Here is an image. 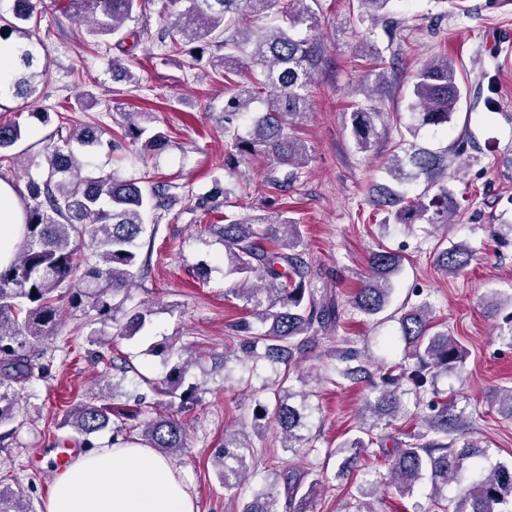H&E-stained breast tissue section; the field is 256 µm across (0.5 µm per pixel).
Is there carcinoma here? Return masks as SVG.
<instances>
[{"label":"carcinoma","mask_w":512,"mask_h":512,"mask_svg":"<svg viewBox=\"0 0 512 512\" xmlns=\"http://www.w3.org/2000/svg\"><path fill=\"white\" fill-rule=\"evenodd\" d=\"M145 0H67V7L78 18L89 17L103 36L116 38L122 45L132 40V48L143 47L153 37L145 26L123 29L126 21L139 20ZM383 23V34L392 59L403 54L404 38L399 22L389 16L393 0H359ZM176 25V34L161 46L171 56L182 55L186 45L193 60L213 48L209 66L232 92L224 99V164L236 157L264 154L274 165L262 186L286 192L301 177L307 162L308 148L292 135L309 116V89L324 64V48L317 34L320 17L306 0L291 11L280 0H187ZM281 6L279 24L257 26L241 32L239 18L252 14L264 18ZM36 0H12L7 12L0 11V41H8L16 62L11 78L0 83V112H9V101L31 105L39 83L46 74L41 60L44 44L36 33ZM251 46L247 54L240 45ZM409 109L414 123L409 137L399 144L383 168L388 185L373 188V201L385 208L384 223L415 224L423 221L436 228L451 223L460 201L448 189L453 159L466 153L470 141L459 135L451 148L443 152L418 146L415 138L423 129L448 127L464 97V87L454 62L438 56L410 77ZM260 103L255 107L254 103ZM143 112H122L116 122L118 130L88 123H75L68 131L41 142L34 153L44 158L46 175L28 181L25 205V240L17 256L0 267V441L17 432L23 424L18 404L19 390L35 379L44 377L47 367L39 362V351L54 336V330L68 310L80 311L89 336L97 335L94 325L108 320L119 326L118 335L132 337L146 324L152 310L133 302L131 289L150 256H141V238L146 232L148 213L167 212L180 198L189 201L188 210L200 208L224 194L220 183L208 197L182 196L177 184L154 181L150 157L167 146L161 132L145 136L141 125ZM380 112L373 105L361 103L345 113L357 149L368 151L375 136ZM248 125L247 136L239 134ZM26 134L16 121L0 123V160L8 156ZM142 143L144 151L135 157L143 170L139 177H125L117 170L104 172L93 163L105 151L121 160L128 158L123 141ZM426 184L421 193L412 194L418 182ZM436 189L432 195L431 189ZM213 234L224 245V280L232 281L227 292L252 305L250 317L259 324L253 328L245 321L233 325L240 336L244 359L254 363H286L312 349L315 333L338 323L341 312L334 300L314 298L308 262L301 251L298 224L283 218L262 224L253 219L224 216V223L213 225ZM473 254L462 241L436 253V264L450 276L461 275L470 265ZM402 256L382 250L369 258L370 277L354 294L351 305L369 317L383 314L389 307ZM483 304L494 314H503L501 330L512 337V294L493 292L483 297ZM399 333L416 359L407 378L415 393L434 385L439 372L454 373L461 369L465 349L457 338L437 329L431 309L412 306L398 317ZM174 364L156 379H142L162 400L150 405L137 401L124 412H114L93 398L76 404L67 415L73 435L62 443L73 442L82 448H94V438L106 429L112 442L129 440L138 432L142 444L164 456L174 455L185 447V426L169 409L190 410L198 402L201 385L190 382L191 371L201 367L199 358L187 349L164 346ZM356 354L339 357L345 367L337 373L345 378L371 377L363 365L351 366ZM97 363L112 371L117 388L136 373L135 367L122 356L97 355ZM291 373L283 372L263 381L261 390L271 394V401L258 402L253 414V429L267 415L277 423L284 438L283 448L294 451L301 442H310L308 430L314 407L310 393L296 392L287 384ZM396 376L385 377L382 388L366 409L374 417H395L401 404ZM432 415L426 420L428 438L422 444L405 448L382 449L387 473L366 479L358 488L355 512L363 509V499L379 493L391 484L402 495L411 496L425 475L431 477L428 503H417L414 512H512V461L480 464L486 450L472 440L455 447L460 419L450 404L433 402ZM374 423L363 422L360 435L341 443L333 454L340 457L338 476L354 473L361 458L374 444ZM249 435L238 431L224 437L215 466L224 480V488L233 489L249 475ZM478 471L476 477L463 480L466 467ZM457 484L453 496L448 485ZM284 486L285 509L279 508L278 485ZM321 481L313 477L309 463L293 462L280 473L265 476L262 489L252 494L241 512H311L310 503ZM0 512H33L12 491L0 489Z\"/></svg>","instance_id":"cac0c4a2"}]
</instances>
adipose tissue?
Masks as SVG:
<instances>
[{"instance_id":"ef3b65f1","label":"adipose tissue","mask_w":512,"mask_h":512,"mask_svg":"<svg viewBox=\"0 0 512 512\" xmlns=\"http://www.w3.org/2000/svg\"><path fill=\"white\" fill-rule=\"evenodd\" d=\"M24 240V204L18 188L0 180V266ZM45 512H196L177 469L136 442L80 455L51 483Z\"/></svg>"}]
</instances>
